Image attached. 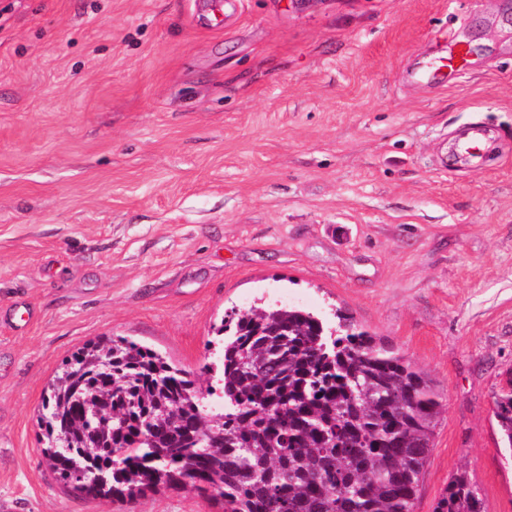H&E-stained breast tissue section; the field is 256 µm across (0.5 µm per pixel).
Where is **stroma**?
Returning <instances> with one entry per match:
<instances>
[{
    "instance_id": "obj_1",
    "label": "stroma",
    "mask_w": 512,
    "mask_h": 512,
    "mask_svg": "<svg viewBox=\"0 0 512 512\" xmlns=\"http://www.w3.org/2000/svg\"><path fill=\"white\" fill-rule=\"evenodd\" d=\"M458 45L468 75L414 79ZM260 304L344 313L437 381L414 512L459 470L512 512V0H0V503L222 512L72 492L38 415L102 336L208 384L215 327ZM494 416L500 427L506 448L512 450V379L507 387L502 388L494 396Z\"/></svg>"
}]
</instances>
